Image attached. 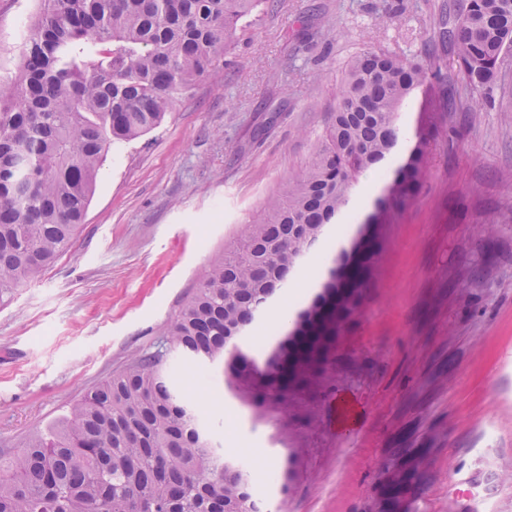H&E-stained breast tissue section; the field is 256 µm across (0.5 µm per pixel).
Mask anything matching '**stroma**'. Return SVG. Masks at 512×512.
<instances>
[{
	"instance_id": "35a3bbf8",
	"label": "stroma",
	"mask_w": 512,
	"mask_h": 512,
	"mask_svg": "<svg viewBox=\"0 0 512 512\" xmlns=\"http://www.w3.org/2000/svg\"><path fill=\"white\" fill-rule=\"evenodd\" d=\"M465 0H262L164 123L109 151L72 248L0 306V456L157 349L209 258L308 166L368 49L441 70L453 109L428 175L381 241L376 276L327 353L247 405L222 364L171 354L173 384L250 469L267 512H512V53L487 90L442 32ZM38 0H0V80ZM276 303L241 349L263 363ZM363 408L334 426L342 396ZM287 490L268 471L287 455ZM471 479L461 500L455 487Z\"/></svg>"
}]
</instances>
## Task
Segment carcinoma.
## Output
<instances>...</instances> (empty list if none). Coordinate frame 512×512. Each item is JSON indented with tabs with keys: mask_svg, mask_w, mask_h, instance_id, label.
Masks as SVG:
<instances>
[{
	"mask_svg": "<svg viewBox=\"0 0 512 512\" xmlns=\"http://www.w3.org/2000/svg\"><path fill=\"white\" fill-rule=\"evenodd\" d=\"M261 0H41L17 72L0 81V304L69 250L112 146L159 127L210 73ZM469 86L486 88L512 51V0H467L451 31ZM438 74L417 57L365 50L311 163L288 178L267 214L214 255L162 348L134 358L74 402L57 426L0 458V512H262L251 474L213 446L169 380L168 356L222 361L230 392L245 399L288 383L299 352L320 356L361 279L331 271L300 333L264 366L230 352L314 242L340 216L360 176L388 160L414 98V144L365 220L374 237L406 207L425 177L439 128L429 92ZM287 457L269 475L286 489Z\"/></svg>",
	"mask_w": 512,
	"mask_h": 512,
	"instance_id": "obj_1",
	"label": "carcinoma"
}]
</instances>
